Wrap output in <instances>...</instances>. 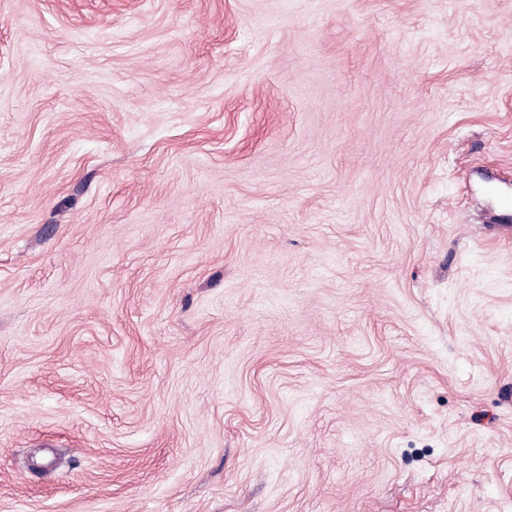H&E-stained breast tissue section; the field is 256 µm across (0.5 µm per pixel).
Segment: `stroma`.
Returning a JSON list of instances; mask_svg holds the SVG:
<instances>
[{
	"label": "stroma",
	"instance_id": "35a3bbf8",
	"mask_svg": "<svg viewBox=\"0 0 512 512\" xmlns=\"http://www.w3.org/2000/svg\"><path fill=\"white\" fill-rule=\"evenodd\" d=\"M512 0H0V512H512Z\"/></svg>",
	"mask_w": 512,
	"mask_h": 512
}]
</instances>
